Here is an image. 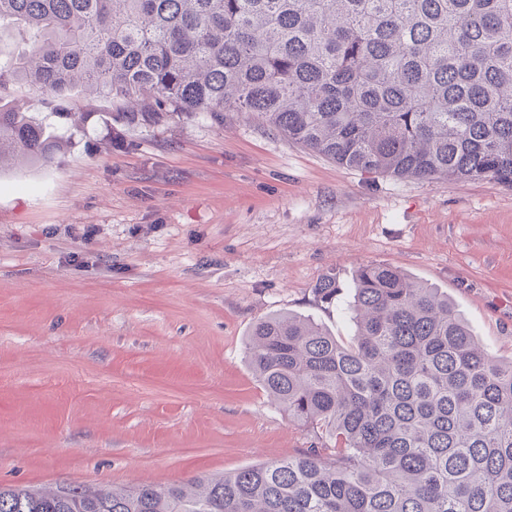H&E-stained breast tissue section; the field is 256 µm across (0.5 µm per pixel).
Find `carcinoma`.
<instances>
[{
    "instance_id": "obj_1",
    "label": "carcinoma",
    "mask_w": 512,
    "mask_h": 512,
    "mask_svg": "<svg viewBox=\"0 0 512 512\" xmlns=\"http://www.w3.org/2000/svg\"><path fill=\"white\" fill-rule=\"evenodd\" d=\"M0 162L47 165L82 88L146 115L252 112L336 164L397 178L512 186V0H0ZM340 290L316 284L319 301ZM345 345L292 313L256 322L257 381L320 446L169 486L0 488V512H512V361L448 296L372 264L353 278ZM8 48L15 53L31 54L37 44L29 37L22 36L13 26H2L0 30V47ZM16 99L14 102L20 101L23 106V112H33V115L38 117L43 116L46 112H50L54 104L49 97L32 88L23 89Z\"/></svg>"
}]
</instances>
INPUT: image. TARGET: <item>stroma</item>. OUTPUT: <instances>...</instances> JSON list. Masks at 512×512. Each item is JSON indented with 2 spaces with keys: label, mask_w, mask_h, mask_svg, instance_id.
Segmentation results:
<instances>
[{
  "label": "stroma",
  "mask_w": 512,
  "mask_h": 512,
  "mask_svg": "<svg viewBox=\"0 0 512 512\" xmlns=\"http://www.w3.org/2000/svg\"><path fill=\"white\" fill-rule=\"evenodd\" d=\"M71 105L83 123L59 127L54 164L0 171V486H166L304 453L314 434L271 403L245 339L292 312L350 341L362 265L439 288L512 358V186L345 169L248 112Z\"/></svg>",
  "instance_id": "1"
}]
</instances>
